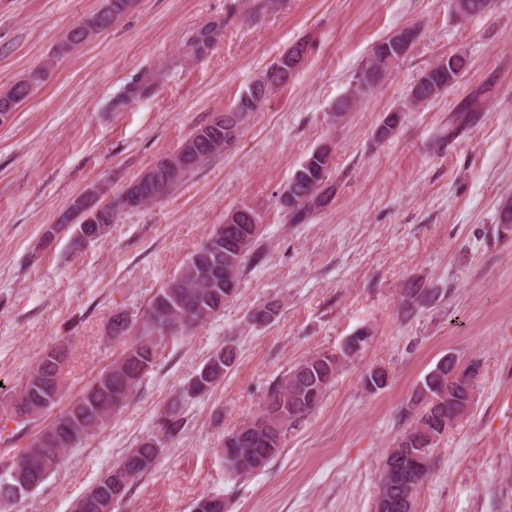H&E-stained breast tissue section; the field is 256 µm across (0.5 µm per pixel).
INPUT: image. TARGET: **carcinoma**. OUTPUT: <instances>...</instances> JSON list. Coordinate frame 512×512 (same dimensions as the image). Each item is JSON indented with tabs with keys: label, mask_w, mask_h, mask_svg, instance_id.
<instances>
[{
	"label": "carcinoma",
	"mask_w": 512,
	"mask_h": 512,
	"mask_svg": "<svg viewBox=\"0 0 512 512\" xmlns=\"http://www.w3.org/2000/svg\"><path fill=\"white\" fill-rule=\"evenodd\" d=\"M132 2L106 0L102 9L66 31L59 52L69 53L111 28ZM223 29L224 24L220 23L199 30L190 42L193 53L197 56L204 54ZM446 63L448 69L442 72L427 70L413 86L412 91L421 100L432 99L433 91L438 87H450L463 77L464 56L450 54ZM388 70L385 65L378 67L367 62L355 78V96L361 98L372 92ZM43 74L44 71H37L16 81L0 93V102H11L17 107L27 101L38 89ZM150 88L151 83L137 77L117 97L116 103L146 94ZM229 148L226 144L214 149L207 140L201 139L196 150L180 155L175 168L166 165L167 156L160 157L140 175L136 187L140 201L133 202L122 192L115 195L109 208L100 212L97 223L110 225L126 211L163 200L183 183L188 174ZM327 174L328 163L322 157L311 153L304 159L289 180L295 184L296 193L279 199L289 223L303 224L308 220L313 210L301 198L313 200L322 194L323 176ZM84 220L85 216L76 209L63 218V223L72 225L74 249L82 248L88 241V233L82 227ZM258 239L259 225L251 223L224 225V239L218 242L208 237L189 257L179 276L168 280L150 298L138 334L130 335L132 323L125 320V315H112V338L125 340L121 357L108 371L101 372L59 416L37 432L27 448L0 473V499L17 500L11 494L14 486L21 487L24 497L34 492L65 463L69 449L79 447L91 432L126 406L133 391L156 366L158 348L164 339L186 335L224 310V304L237 293L243 269L260 257L256 247ZM432 296L433 292L416 284L405 290L404 304L408 308L417 307ZM278 312V305L270 302L253 311L249 320L254 324L268 323ZM351 342L350 338L345 340L336 352H318L305 357L268 388L259 409L224 436L221 460L225 476L230 479L248 476L277 458L288 427L311 415L336 381L338 372L349 359L345 349L351 348ZM209 359L217 360L218 364L207 371H197L184 382L175 399L159 415L158 435L129 449L77 499L79 512H112V488L107 484L112 473L119 470L124 474L122 496L125 497L132 484L154 467L165 442L180 435L185 428L184 406L208 394L223 381L236 362V354L226 342L215 349ZM64 361L65 352L61 349L46 354L11 401L0 408V420H10L24 427L52 408L63 391ZM385 380L384 371L373 370L364 376V388L375 393L386 388ZM409 403V410L416 412V417L406 430L408 438L397 439L389 454L404 458L406 464L414 460L424 475L429 470L430 454L443 437L437 427L450 423L448 361L440 359L436 362L417 383ZM379 484L380 491L389 500L402 504L407 499H414L419 480L389 477L383 470L379 474Z\"/></svg>",
	"instance_id": "cac0c4a2"
}]
</instances>
